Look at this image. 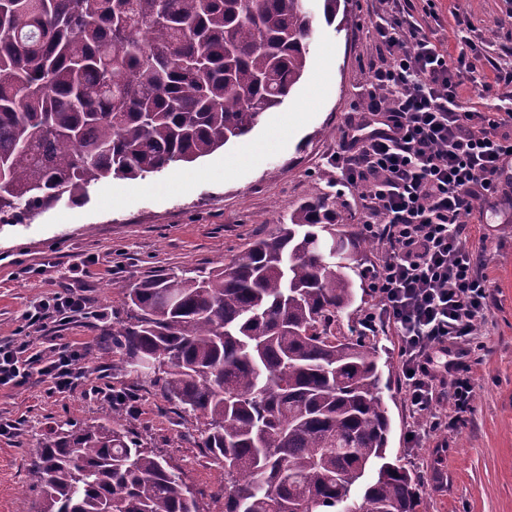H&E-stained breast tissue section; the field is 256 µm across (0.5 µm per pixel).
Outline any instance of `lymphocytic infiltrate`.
<instances>
[{"label": "lymphocytic infiltrate", "mask_w": 512, "mask_h": 512, "mask_svg": "<svg viewBox=\"0 0 512 512\" xmlns=\"http://www.w3.org/2000/svg\"><path fill=\"white\" fill-rule=\"evenodd\" d=\"M368 18L378 55L371 64L364 112L350 118L330 157L337 185L352 194L365 237L382 249L366 272L377 299L363 322L395 329L413 447L431 433L455 432L469 410L474 384L444 355L471 343L491 296L482 259L468 244L466 214L498 209L512 184V64H495L482 86L496 103L478 109L463 94L465 75L486 52L471 37L458 53L441 46L431 10L415 16L410 0H379ZM86 297L75 290L30 313V325L83 317ZM39 376L51 391L70 393L90 372L83 348L67 344L30 351L0 345V386ZM452 413L432 414L439 401Z\"/></svg>", "instance_id": "1"}]
</instances>
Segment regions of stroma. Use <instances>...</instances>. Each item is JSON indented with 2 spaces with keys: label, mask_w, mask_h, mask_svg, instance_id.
Instances as JSON below:
<instances>
[{
  "label": "stroma",
  "mask_w": 512,
  "mask_h": 512,
  "mask_svg": "<svg viewBox=\"0 0 512 512\" xmlns=\"http://www.w3.org/2000/svg\"><path fill=\"white\" fill-rule=\"evenodd\" d=\"M449 52L456 34L474 25L489 44L478 63L479 81L492 82V60H512V0H434ZM377 0H348L346 19L327 22L323 0H308L312 38L306 70L293 92L265 112L249 138L262 152L240 160L233 142L194 163L143 179H107L88 186L77 204L60 201L17 224H0V345L29 343L95 346L113 322L125 318V290L157 274L194 275L223 265L254 238L266 235L299 203L336 192V170L327 159L353 113L362 111L360 89L369 79L375 50L367 33ZM479 251L491 299L479 323L475 352L464 362L474 397L454 437L439 432L427 447L413 448L393 332L379 333L377 358L389 385L382 397L392 420L388 454L424 479L419 512H512V207L486 223L465 218ZM82 291L88 313L71 323L27 326L26 312L40 301ZM89 385L58 394L30 378L0 387V423L15 426L0 436V512H36L39 499L28 463L37 442L69 419H108L112 406L97 386L133 394L125 420L148 447L175 460L203 512H224L213 492L222 474L197 446L192 425L182 422L157 387L125 373L110 351L90 362Z\"/></svg>",
  "instance_id": "obj_1"
}]
</instances>
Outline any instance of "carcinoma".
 <instances>
[{
    "label": "carcinoma",
    "instance_id": "obj_1",
    "mask_svg": "<svg viewBox=\"0 0 512 512\" xmlns=\"http://www.w3.org/2000/svg\"><path fill=\"white\" fill-rule=\"evenodd\" d=\"M305 0H0V223L248 135L300 81ZM355 235L306 201L222 268L129 285L111 329L224 473V512H417L386 454L375 343L347 336ZM37 512H201L178 464L73 419L30 462Z\"/></svg>",
    "mask_w": 512,
    "mask_h": 512
}]
</instances>
